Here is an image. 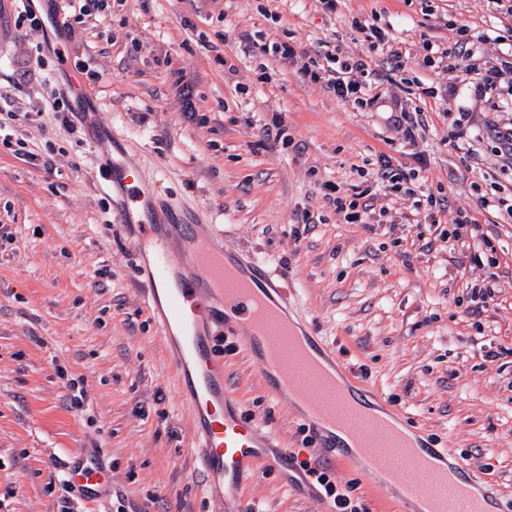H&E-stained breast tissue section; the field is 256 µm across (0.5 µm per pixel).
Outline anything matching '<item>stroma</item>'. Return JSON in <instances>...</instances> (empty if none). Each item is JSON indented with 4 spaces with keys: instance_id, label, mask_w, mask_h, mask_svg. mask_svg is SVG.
I'll return each mask as SVG.
<instances>
[{
    "instance_id": "1",
    "label": "stroma",
    "mask_w": 512,
    "mask_h": 512,
    "mask_svg": "<svg viewBox=\"0 0 512 512\" xmlns=\"http://www.w3.org/2000/svg\"><path fill=\"white\" fill-rule=\"evenodd\" d=\"M260 2L122 0L110 18L76 25L67 69L42 32L17 29L12 49L28 74L0 70V88L12 89L23 115L0 141V225L8 231L0 236V512H208L191 454L194 420L137 277L145 257L112 221L108 178L123 155L155 183L156 212L179 203L240 258L262 259L288 290L289 316L334 350L345 381L463 464L494 512H512V222L479 202L485 195L512 204V170L496 140L512 123V91L480 103L453 75L417 64L424 38L455 20L485 34L484 58L512 56V44L486 0H342L333 15L317 0H273L277 23ZM362 18L393 36L407 62L404 83L386 86L371 109L238 50L240 33L260 31L301 55L328 42L385 71L384 55L371 54L353 26ZM131 36L140 42L133 53ZM162 53L195 87L193 116L153 62ZM219 54L237 66V82L225 80ZM75 70L89 102L68 130L49 110L50 91ZM432 81L450 85L452 101L413 96L415 83ZM404 107L423 114L421 169L397 128ZM450 107L469 115L454 149ZM95 112L111 118L113 131L92 126ZM279 114L284 139L263 136ZM20 143L26 156L15 152ZM383 153L414 168L428 192L449 196L439 224L416 223L412 198L360 177ZM328 181L368 192L385 223H343L323 198ZM460 209L480 225V264L464 263L441 237ZM307 213L314 223H304ZM489 271L497 304L478 314L473 288ZM491 349L498 357H488ZM225 377L246 418L287 441L289 452L313 447L294 407L266 394L258 363L231 352ZM77 394L83 404L75 409ZM80 448L112 472L99 499L65 490V467ZM332 472L368 512H397V498L377 496L374 471L339 463ZM310 483L297 469L287 481L264 472L244 488L239 512H328L319 494L306 493Z\"/></svg>"
}]
</instances>
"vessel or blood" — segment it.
Wrapping results in <instances>:
<instances>
[{
    "instance_id": "1",
    "label": "vessel or blood",
    "mask_w": 512,
    "mask_h": 512,
    "mask_svg": "<svg viewBox=\"0 0 512 512\" xmlns=\"http://www.w3.org/2000/svg\"><path fill=\"white\" fill-rule=\"evenodd\" d=\"M12 0H0V65H12L7 52L13 33L6 17ZM112 180L123 191V201L113 213L118 224H134L138 251H149L145 294L148 305L162 311L158 330L173 343V363L180 381V394L190 408L199 435L197 466L206 478L205 488L217 512H238L244 485L264 470L287 471L291 459L282 441L245 420L238 396L225 380V361L212 345L215 332L225 324L245 326L237 342L249 356L261 359L262 368H274L275 377L266 385L269 396L289 394L305 401L308 429L318 443L314 461H348L358 467H378L397 480L406 504L423 502L425 512H455L465 503L467 512H487L483 498L472 495L468 484L449 479L447 467H440L421 454L386 419L355 428L358 452L339 447L332 410L334 387L325 383L317 390L301 388L291 367L272 365L280 352L281 338L294 335L290 323L281 330L261 334V327L279 318L274 306L281 290L264 265L245 261L213 240L199 238L194 225L181 221L183 209L171 208V221L157 223L140 186L138 171L116 166ZM66 479L78 494L110 486L109 470L83 454L66 468Z\"/></svg>"
}]
</instances>
